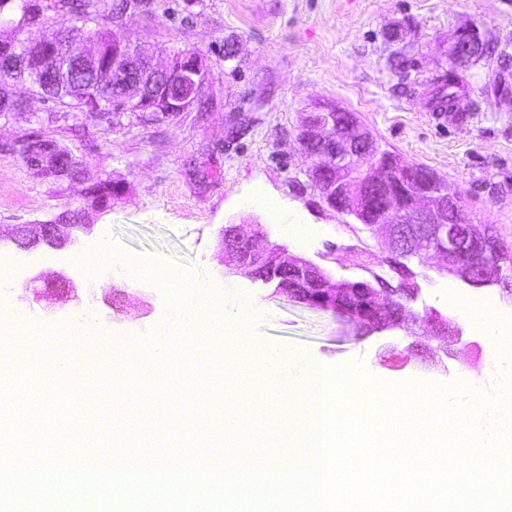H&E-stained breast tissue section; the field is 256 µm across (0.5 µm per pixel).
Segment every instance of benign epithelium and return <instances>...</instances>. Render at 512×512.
<instances>
[{"label": "benign epithelium", "instance_id": "benign-epithelium-1", "mask_svg": "<svg viewBox=\"0 0 512 512\" xmlns=\"http://www.w3.org/2000/svg\"><path fill=\"white\" fill-rule=\"evenodd\" d=\"M469 32L464 28L448 47V66L461 68L481 54L480 47L462 39ZM120 53L112 58V65L101 69L103 83L116 79L125 82L117 99L127 112H139L146 105L147 92L160 89L166 93L168 111L158 112L160 119L168 112H190V102L203 95L208 85L204 80L207 65L202 55L184 53L170 55L163 64L153 63L152 57L139 45L130 41L112 39ZM33 51L52 55L56 61L68 60L83 67L96 64L98 48L87 50L73 42L70 28L63 26L50 39L27 42ZM26 61L13 56L0 62V72L25 79ZM318 118L310 113L299 127L298 141L310 160L309 179L325 172L331 162L340 169L350 166L349 174L328 182L317 181L322 199L330 208L340 207L341 213L352 216L358 223L379 235L387 256L385 261L394 270H407L405 258H414L423 264L435 260L440 274L455 276L475 288L501 286L505 271L499 258L506 253L501 235L494 224L468 220L456 197L448 194L444 180L433 171L421 174L415 166L396 155H382L370 131L360 122L351 121L336 127L333 118L341 108L322 103L313 107ZM386 157L390 170L397 173L390 186L380 178L379 159ZM383 194L381 216L372 217L370 201ZM91 231L88 224H18L10 234L11 242L22 251L49 248L63 251L74 243L72 231ZM263 236L257 223L227 224L220 232L222 263L235 273L254 281L273 284L289 298L311 305L337 309L365 331L383 332L404 329L406 337L413 338L405 351L422 348L420 336L437 341L429 351V361L435 367L448 370L443 358H456V345L463 331L457 323L434 308L415 313L406 302L416 298L418 288L413 276L406 275L405 288H391L381 278L370 281L336 280L314 261L289 253L280 245L259 246ZM49 305H64L76 297L74 281L63 273L46 288ZM423 329V334L409 330V324Z\"/></svg>", "mask_w": 512, "mask_h": 512}]
</instances>
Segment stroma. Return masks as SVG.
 <instances>
[{
  "label": "stroma",
  "mask_w": 512,
  "mask_h": 512,
  "mask_svg": "<svg viewBox=\"0 0 512 512\" xmlns=\"http://www.w3.org/2000/svg\"><path fill=\"white\" fill-rule=\"evenodd\" d=\"M167 12L150 20L131 16L116 38L137 43L164 62L168 49L195 50L210 69L208 110L146 123L137 113L118 119L74 114L32 99L26 111L0 120V233L45 221L84 205V185L112 178L123 188L112 207L89 218L92 233L68 255L24 253L8 241L0 253L22 263L0 295L11 318L7 337L29 339L47 354L77 352L71 365L84 371L97 358L98 378L124 382L126 358L153 335L169 332L174 306L153 273L195 280L222 297L226 310L249 311V344L259 352L264 389L287 383L286 357L316 367L362 361L368 373L401 383L451 385L482 375L493 362L480 326L464 321L460 301L481 303L512 320V296L500 288H475L453 276L415 265L416 309L435 308L464 330L448 369L411 357L398 366L387 353L399 345L391 333L361 334L344 314L289 299L273 286L225 269L218 252L223 225L261 224L270 242L308 257L339 279H390L381 241L364 225L329 208L306 175L308 159L297 129L302 112L332 103L356 113L381 149L424 165L449 187L466 190L471 210L497 225L512 247V102L495 96L500 51L512 54V0H167ZM474 25L487 53L466 70L476 108L455 121L426 105L425 83L448 68V46L461 28ZM236 43L237 57L224 58ZM405 60L390 67L393 52ZM37 133L68 146L84 167V183L38 175L5 144ZM319 233L309 243L288 236L250 206L254 187ZM112 265L91 271L87 255L101 243ZM65 271L82 289L80 300L46 310L45 285L32 270ZM123 296L112 295V288Z\"/></svg>",
  "instance_id": "obj_1"
}]
</instances>
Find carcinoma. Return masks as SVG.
I'll return each instance as SVG.
<instances>
[{
	"label": "carcinoma",
	"instance_id": "obj_1",
	"mask_svg": "<svg viewBox=\"0 0 512 512\" xmlns=\"http://www.w3.org/2000/svg\"><path fill=\"white\" fill-rule=\"evenodd\" d=\"M61 8L73 21L84 26L94 25L92 33L100 51V63L112 62V37L106 25L120 15L127 0H59ZM14 22L10 32H0V54L20 48L26 41L24 33L27 28L44 21V9L40 0H0V16ZM32 81V95L43 101L54 102L72 112H101L114 117L120 116L112 95L105 93L96 83L95 70L91 69L75 75L67 84L47 85L35 76ZM468 82L466 78L453 70L431 80L428 91L429 107L434 112H463L461 102L466 98ZM13 150L37 172L45 177L62 181L66 160L72 151L54 140H43L35 134L25 135ZM114 185L112 178L100 179L89 188L87 208L81 211L64 210L53 217L58 224H80L86 214L101 212L105 206L101 199L112 195Z\"/></svg>",
	"mask_w": 512,
	"mask_h": 512
}]
</instances>
